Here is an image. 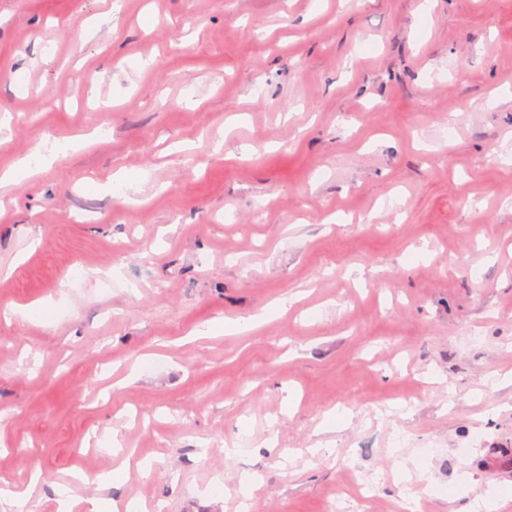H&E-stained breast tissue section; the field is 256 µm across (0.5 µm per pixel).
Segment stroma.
<instances>
[{
  "instance_id": "35a3bbf8",
  "label": "stroma",
  "mask_w": 512,
  "mask_h": 512,
  "mask_svg": "<svg viewBox=\"0 0 512 512\" xmlns=\"http://www.w3.org/2000/svg\"><path fill=\"white\" fill-rule=\"evenodd\" d=\"M5 113L31 512H512V0H0Z\"/></svg>"
}]
</instances>
